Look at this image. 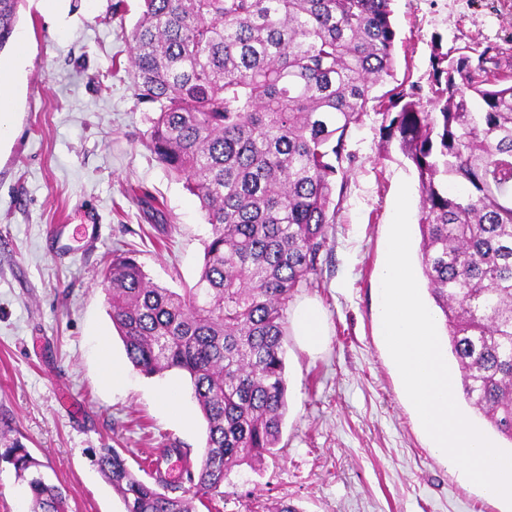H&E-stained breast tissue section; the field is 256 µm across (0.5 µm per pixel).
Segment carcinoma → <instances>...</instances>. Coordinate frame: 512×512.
Masks as SVG:
<instances>
[{
	"label": "carcinoma",
	"mask_w": 512,
	"mask_h": 512,
	"mask_svg": "<svg viewBox=\"0 0 512 512\" xmlns=\"http://www.w3.org/2000/svg\"><path fill=\"white\" fill-rule=\"evenodd\" d=\"M21 0H0V52ZM392 0H142L130 31L147 146L210 226L195 284L153 282L126 252L105 274L112 324L146 376L185 373L206 422L200 464L139 479L123 453L95 464L124 512H196L244 464L277 457L288 409V304L320 287L346 139L378 102L380 136L412 163L422 195L421 269L464 400L512 442V76L437 53L435 89L375 90L394 77ZM176 443L154 449L150 465ZM31 512H67V491L14 444Z\"/></svg>",
	"instance_id": "cac0c4a2"
}]
</instances>
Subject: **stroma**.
Listing matches in <instances>:
<instances>
[{
  "instance_id": "stroma-1",
  "label": "stroma",
  "mask_w": 512,
  "mask_h": 512,
  "mask_svg": "<svg viewBox=\"0 0 512 512\" xmlns=\"http://www.w3.org/2000/svg\"><path fill=\"white\" fill-rule=\"evenodd\" d=\"M395 80L429 90L434 51L455 58L498 49L512 63V0H393ZM140 0H21L15 42L0 52L13 78L15 127L0 144V439L19 441L68 512H124L91 461L125 449L141 471L174 442L199 463L205 423L189 379L128 369L112 388L101 343L125 361L108 315L104 275L113 250L134 252L153 280L179 290L203 264L208 226L198 200L146 145L151 114L126 71ZM369 113L347 142L336 224L316 302L328 329L312 354L284 338L288 410L282 455L241 466L213 512L285 501L298 512H512L436 457L380 336L379 274L401 182L410 193L411 261H420L421 193L397 142ZM177 383L184 425L159 391Z\"/></svg>"
}]
</instances>
